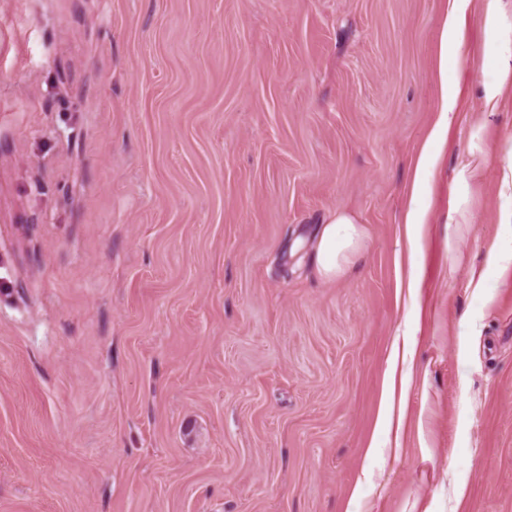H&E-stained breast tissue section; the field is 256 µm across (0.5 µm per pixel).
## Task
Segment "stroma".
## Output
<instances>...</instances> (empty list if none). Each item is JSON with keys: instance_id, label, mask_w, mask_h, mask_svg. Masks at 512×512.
Masks as SVG:
<instances>
[{"instance_id": "obj_1", "label": "stroma", "mask_w": 512, "mask_h": 512, "mask_svg": "<svg viewBox=\"0 0 512 512\" xmlns=\"http://www.w3.org/2000/svg\"><path fill=\"white\" fill-rule=\"evenodd\" d=\"M447 5L0 0V512H512L496 157L448 265L467 128L512 136L476 4L399 287ZM339 209L367 252L325 282Z\"/></svg>"}]
</instances>
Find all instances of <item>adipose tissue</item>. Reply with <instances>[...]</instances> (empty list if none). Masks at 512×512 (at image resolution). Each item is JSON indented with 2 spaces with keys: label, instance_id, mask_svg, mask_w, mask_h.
I'll return each instance as SVG.
<instances>
[{
  "label": "adipose tissue",
  "instance_id": "adipose-tissue-1",
  "mask_svg": "<svg viewBox=\"0 0 512 512\" xmlns=\"http://www.w3.org/2000/svg\"><path fill=\"white\" fill-rule=\"evenodd\" d=\"M475 0H448V11L440 34L438 65L442 73L441 105L437 119L430 129L414 169L411 195L404 214L408 231L409 256L406 287L415 291L419 282L416 258L420 252V227L425 212L417 199L423 189L427 173L436 163L440 149L454 124L458 110V92L447 71L454 64L464 45L466 14ZM480 3L481 36L484 52L483 76L477 95L485 112H496L500 102L512 92V0H476ZM496 151L500 166V221L512 223V137L490 143L487 123L478 119L468 127L467 146L457 161L448 193V222L454 231L448 237V261L459 260L457 241L471 222L474 207V189L481 178V163L489 151ZM367 232L356 218L347 212L336 211L324 223L315 250L314 264L318 276L325 281L343 277L364 256Z\"/></svg>",
  "mask_w": 512,
  "mask_h": 512
}]
</instances>
